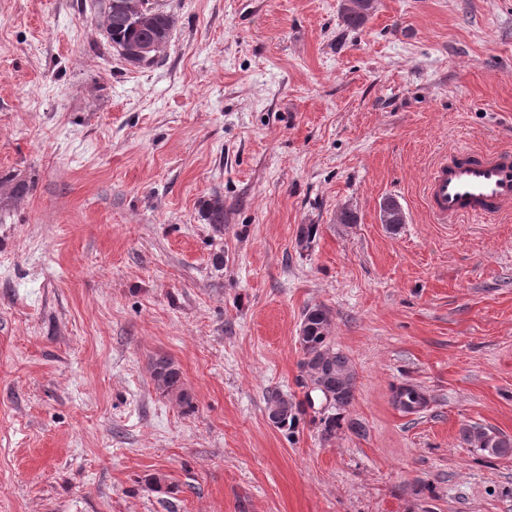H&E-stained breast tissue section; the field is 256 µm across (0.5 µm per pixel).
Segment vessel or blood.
<instances>
[{"label": "vessel or blood", "mask_w": 512, "mask_h": 512, "mask_svg": "<svg viewBox=\"0 0 512 512\" xmlns=\"http://www.w3.org/2000/svg\"><path fill=\"white\" fill-rule=\"evenodd\" d=\"M426 203L441 224L511 211L512 157L449 150L427 178Z\"/></svg>", "instance_id": "vessel-or-blood-1"}]
</instances>
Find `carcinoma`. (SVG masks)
<instances>
[{"mask_svg": "<svg viewBox=\"0 0 512 512\" xmlns=\"http://www.w3.org/2000/svg\"><path fill=\"white\" fill-rule=\"evenodd\" d=\"M143 0H107L105 25L107 38L116 50L139 42L153 39L159 44L169 42L175 22L172 15L163 11L145 22L139 11ZM372 9V0H344L342 20L347 28L356 30L364 25ZM29 186L24 182L12 183V179L0 180V198L5 202H18L28 193ZM206 219L217 230L224 227V203L215 199L210 203ZM311 315L307 335L302 337L307 378L330 392L335 400L320 419L321 435L326 441L336 437V429L341 427L342 411L349 407L354 399L356 372L349 358L336 350L331 342L329 326L330 313L324 308L308 311ZM151 378L155 389L162 395L175 399L179 404L193 408L191 393L185 386L182 373L175 362L164 355L156 357L150 366ZM392 400L401 410L412 413L423 407L426 396L410 386H398L393 389ZM267 403L276 404L282 419L279 428H293L300 412L301 404L289 399L278 390L269 393ZM465 444L490 456L512 455V440L501 437L482 427L466 425L460 430Z\"/></svg>", "mask_w": 512, "mask_h": 512, "instance_id": "cac0c4a2", "label": "carcinoma"}]
</instances>
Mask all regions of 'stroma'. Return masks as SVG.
Here are the masks:
<instances>
[{
	"label": "stroma",
	"mask_w": 512,
	"mask_h": 512,
	"mask_svg": "<svg viewBox=\"0 0 512 512\" xmlns=\"http://www.w3.org/2000/svg\"><path fill=\"white\" fill-rule=\"evenodd\" d=\"M159 5L135 67L104 0H0V177L31 186L0 210V512H512V455L460 439H512V213L424 195L449 149L512 151V0H373L356 30L342 0ZM317 307L362 426L328 442L265 401H305ZM150 372L154 387L160 394L175 399L189 409L194 407L182 373L171 358L164 355L156 357L151 363ZM394 405L407 413L418 411L426 402V396L418 389L410 386H398L393 389ZM271 403H275L280 408L282 414L279 428H293L297 421V414L300 412L301 403H295L292 399H288L287 395H284L278 390H272V392L269 393L266 402L267 408ZM465 444L490 456L512 455V440L494 434L482 427L466 425L460 430Z\"/></svg>",
	"instance_id": "35a3bbf8"
}]
</instances>
